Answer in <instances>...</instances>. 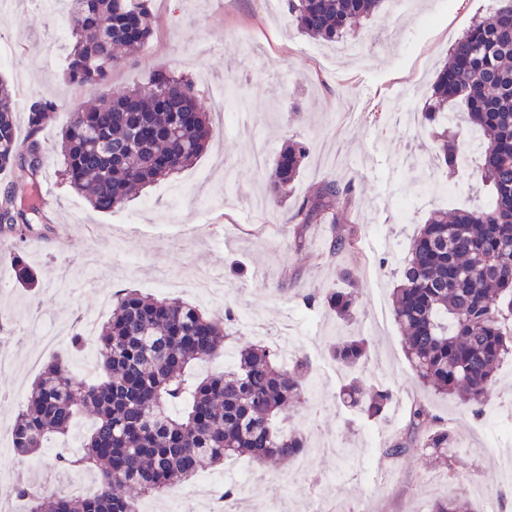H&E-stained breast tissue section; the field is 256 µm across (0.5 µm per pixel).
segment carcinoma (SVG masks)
<instances>
[{
	"label": "carcinoma",
	"mask_w": 512,
	"mask_h": 512,
	"mask_svg": "<svg viewBox=\"0 0 512 512\" xmlns=\"http://www.w3.org/2000/svg\"><path fill=\"white\" fill-rule=\"evenodd\" d=\"M71 52L64 78L73 85L109 82L117 50L141 49L154 32L151 0H67ZM384 0H286L299 32L334 42L356 32ZM55 109L37 99L26 112L28 139L18 138L15 93L0 80V175L18 165L37 173L36 139ZM422 118L430 126L435 157L451 179L464 157L462 127L478 129V176L488 201L452 212L433 210L413 234L395 277L392 314L403 332L405 355L416 379L441 395L455 396L475 417L492 395L500 363L512 355V0H492L488 13L452 45ZM212 137L209 117L193 85L159 73L145 87L77 106L61 134V176L99 212L122 206L136 191L193 165ZM307 144L289 142L268 178L269 195L286 201L300 175ZM352 180L311 185L293 207L297 234L329 217L332 253L355 249ZM40 208L13 185L0 195V231L18 240L33 229ZM343 287L307 293V307H325L339 330L327 346L346 372L340 399L367 419L380 417L394 399L370 389L364 378L369 343L348 331L355 323L357 273L340 275ZM238 315L230 308L207 315L174 299L123 289L99 330L95 354L100 376L85 382L69 362L48 361L14 419V449L31 454L52 435H66L78 416L92 417L82 449L59 452L57 469H86L98 481L89 496L47 498L26 483L12 494L29 512H136L131 491L159 496L205 467L246 456L269 469L305 449L298 429L284 430L296 404L309 396L312 364L297 357L288 366L262 344L237 346L225 372L195 377V364L223 354ZM417 447L443 459L454 437L434 428L424 403L409 410ZM430 512H472L455 497Z\"/></svg>",
	"instance_id": "carcinoma-1"
}]
</instances>
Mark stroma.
<instances>
[{"instance_id":"obj_1","label":"stroma","mask_w":512,"mask_h":512,"mask_svg":"<svg viewBox=\"0 0 512 512\" xmlns=\"http://www.w3.org/2000/svg\"><path fill=\"white\" fill-rule=\"evenodd\" d=\"M487 0H409L349 35L354 51L298 33L283 0H152L155 34L139 51L124 55L106 86L76 87L63 78L69 39H58L54 15L0 0V78L16 92L18 109L35 98L56 107L41 132V152L50 163L43 178L55 183L45 220L30 236L12 243L0 261V431L7 430L41 372L32 356L49 361L42 336L27 330V313L52 326H76L85 312L97 322L112 306L103 293L138 288L150 293L158 278L204 269L223 280L237 313L258 312L261 331L285 325L297 330L298 352L313 366L312 392L295 412L309 446L337 441L345 456L310 455L306 469L284 463L275 482L255 477L242 512H429L437 499L454 496L485 512L472 481H500L499 460L512 453L504 433L512 426V359L498 370L483 417L466 413L453 397L422 386L390 318L394 281L390 268L407 252L415 228L431 210L470 206L477 184L480 136L469 130L455 191L437 194L436 166L393 168L402 154L431 156L434 145L420 111L434 72L453 42L483 12ZM163 69L189 79L212 119L214 138L174 183L143 188L120 208L100 213L61 183V130L74 105L94 106L105 93L147 84ZM306 141L309 152L290 199L276 203L266 189L267 172L283 144ZM353 179L359 242L355 251L331 255L330 224H312L296 234L289 222L293 203L324 179ZM22 257L38 279L24 286L15 272ZM359 278L358 329L370 341L365 376L396 396L385 417L372 421L338 399L344 376L328 356L336 319L323 307L306 308L308 290L340 287L338 274ZM426 403L440 427L456 440L448 457L454 478L413 447L407 408ZM408 444L396 458L383 453ZM37 457L0 455V469L18 479L50 482L69 490L92 473L61 472L52 448Z\"/></svg>"}]
</instances>
